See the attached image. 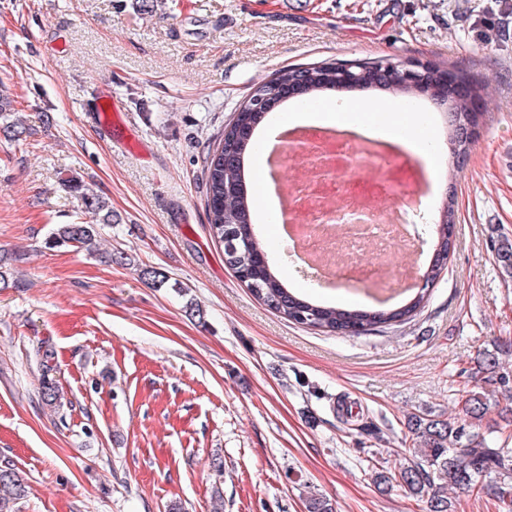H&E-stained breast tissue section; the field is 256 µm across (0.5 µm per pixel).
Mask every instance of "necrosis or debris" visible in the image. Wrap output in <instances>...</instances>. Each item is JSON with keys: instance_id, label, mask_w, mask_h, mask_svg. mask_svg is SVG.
<instances>
[{"instance_id": "obj_1", "label": "necrosis or debris", "mask_w": 512, "mask_h": 512, "mask_svg": "<svg viewBox=\"0 0 512 512\" xmlns=\"http://www.w3.org/2000/svg\"><path fill=\"white\" fill-rule=\"evenodd\" d=\"M388 152L376 137H348L329 126L292 128L277 148L271 170L289 156L295 164L288 180L273 178L274 200L319 280L389 294L406 288L416 247L401 226L422 174L407 161L392 165ZM398 169L409 188L394 203L389 189Z\"/></svg>"}]
</instances>
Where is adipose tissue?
<instances>
[{
  "label": "adipose tissue",
  "instance_id": "1",
  "mask_svg": "<svg viewBox=\"0 0 512 512\" xmlns=\"http://www.w3.org/2000/svg\"><path fill=\"white\" fill-rule=\"evenodd\" d=\"M296 125L337 126L365 129L399 143L424 158L430 177L438 175V155L428 123L412 116L401 104L382 108L373 103L355 102L335 109L327 106L295 109L290 113Z\"/></svg>",
  "mask_w": 512,
  "mask_h": 512
}]
</instances>
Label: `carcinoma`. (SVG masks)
<instances>
[{"label":"carcinoma","instance_id":"cac0c4a2","mask_svg":"<svg viewBox=\"0 0 512 512\" xmlns=\"http://www.w3.org/2000/svg\"><path fill=\"white\" fill-rule=\"evenodd\" d=\"M348 63L358 75L355 84L339 80L341 67ZM382 63V59L351 63L341 60L309 63L304 69L297 65L284 66L262 82L261 87L266 89L270 100L280 103L283 98L279 96V87L294 80L306 85V89L299 90V95L311 98L326 90L357 88L424 94L448 112L451 145L448 178H454L469 161L477 140L474 129L480 127L484 117V110L474 109L471 99L488 102L491 98L489 84L474 80L462 69L450 70L437 63L421 73L416 84L406 85L396 80L393 72ZM449 72L456 82L467 87L468 97L442 93L444 76ZM266 117L267 113L255 111L245 102L239 104L224 126L217 145L205 158L203 175L208 224L212 237L224 247V264L238 278L247 275L245 286L269 309L295 324L337 334L360 335L410 320L428 300L427 290L391 307L322 305L291 292L275 274L270 262L264 261L268 253L256 233V213L246 188L244 159L249 151L256 149L253 134ZM67 185L77 194L82 213L91 215V220L56 225L49 236V244L89 250L99 234V225L113 222L112 208L102 197L84 192L78 181L69 180ZM455 226V189L450 182L432 250L439 249L444 257H449L448 229ZM490 246L503 271L512 275V239L500 236L491 240ZM469 372L473 389L464 391L459 401L464 422L409 417L411 457L404 458L388 471L372 465L375 485L387 489L396 484L404 488L427 504V512H451L450 489L456 493L477 489L494 500L501 512H512V448H496L486 437L471 431L481 424L488 411L484 386H498L506 400L512 401V373L501 370L498 355L490 351L480 354ZM41 393L48 406L55 405L60 398L56 382L47 376L42 378ZM25 492L24 480L17 471L0 469V512H15V503ZM306 509L307 512H334L331 500L317 494L308 496Z\"/></svg>","mask_w":512,"mask_h":512}]
</instances>
